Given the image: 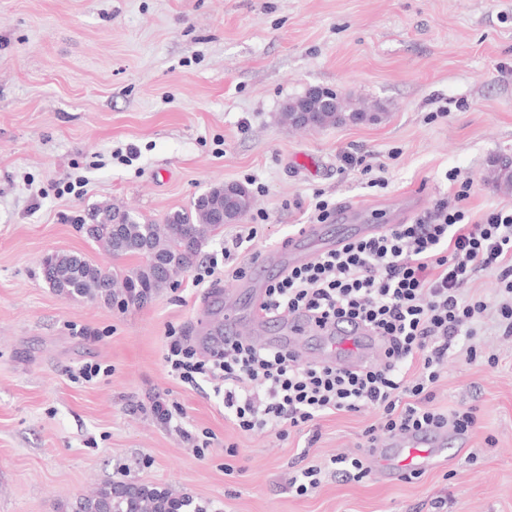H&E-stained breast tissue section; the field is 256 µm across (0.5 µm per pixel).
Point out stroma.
<instances>
[{"mask_svg":"<svg viewBox=\"0 0 512 512\" xmlns=\"http://www.w3.org/2000/svg\"><path fill=\"white\" fill-rule=\"evenodd\" d=\"M313 86L383 106L382 118L283 125L282 104ZM503 155L512 0H0V512H64L116 481L208 512H512V336L495 319L478 331L481 359L449 351L432 403L475 407V428L411 480L381 478L369 453L360 481L331 463L361 454L379 410L326 414L284 439L246 433L214 382H181L164 360L169 330L194 340L223 322L213 292L250 290L258 262L308 223L314 192L356 207V223L395 224L453 198L456 170L477 222L512 208L486 179ZM224 182L246 186L253 210L146 305L72 301L44 281L54 252L113 268L82 224L93 207L160 222ZM88 363L104 374L78 379ZM158 394L182 409L173 425L151 411ZM205 432L200 456L190 439ZM309 467L320 484L297 495L290 480Z\"/></svg>","mask_w":512,"mask_h":512,"instance_id":"35a3bbf8","label":"stroma"}]
</instances>
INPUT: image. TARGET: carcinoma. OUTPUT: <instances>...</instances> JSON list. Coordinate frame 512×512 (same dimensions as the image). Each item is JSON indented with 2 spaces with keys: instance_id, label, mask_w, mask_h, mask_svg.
Here are the masks:
<instances>
[{
  "instance_id": "1",
  "label": "carcinoma",
  "mask_w": 512,
  "mask_h": 512,
  "mask_svg": "<svg viewBox=\"0 0 512 512\" xmlns=\"http://www.w3.org/2000/svg\"><path fill=\"white\" fill-rule=\"evenodd\" d=\"M316 91L322 108L303 121L309 128H325L346 119L355 123L378 120V113L365 104L354 107L352 102L328 89L318 87ZM487 181L499 191L512 192V170L493 164L488 169ZM226 187V183L210 187L189 208L167 214L159 224L144 221L116 203L94 208L89 228L94 241L117 260L136 257L140 263L108 270L79 254L52 253L42 261L44 281L73 300L118 304L123 309L140 305L142 298H151L174 286L191 269L207 243L224 228V206L243 216L252 210L255 201L248 189L226 201ZM68 512H207V509L169 488L119 481L74 498Z\"/></svg>"
}]
</instances>
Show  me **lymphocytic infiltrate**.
<instances>
[{
	"label": "lymphocytic infiltrate",
	"instance_id": "f902f5d3",
	"mask_svg": "<svg viewBox=\"0 0 512 512\" xmlns=\"http://www.w3.org/2000/svg\"><path fill=\"white\" fill-rule=\"evenodd\" d=\"M459 190L440 200L428 219L391 224L377 235L293 267L265 290L263 311H303L318 321L358 319L384 341V360L359 369L301 363L288 353L234 340L199 357L186 336H169L165 361L183 382L205 376L224 389V412L244 432L300 428L327 412L373 406L381 417L365 432V445L400 431L453 427L471 431L474 410L447 416L432 408L433 387L448 352L467 343L476 360V324L494 313L512 335V210H493L469 222ZM501 284L496 306L466 289L482 272ZM420 373L409 377L412 363Z\"/></svg>",
	"mask_w": 512,
	"mask_h": 512
}]
</instances>
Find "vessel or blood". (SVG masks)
Here are the masks:
<instances>
[{
  "instance_id": "1",
  "label": "vessel or blood",
  "mask_w": 512,
  "mask_h": 512,
  "mask_svg": "<svg viewBox=\"0 0 512 512\" xmlns=\"http://www.w3.org/2000/svg\"><path fill=\"white\" fill-rule=\"evenodd\" d=\"M316 236L317 228L311 225L303 233L289 238L282 253L290 265L297 266L312 260L308 246ZM253 322L260 327L270 325L278 330L277 335L265 337L264 346L282 347L298 357L303 354L298 339L304 335L321 338L325 347L323 362L342 368L372 365L380 354V339L356 321H341L321 328L304 314L270 316L257 308L253 311ZM452 437V432L446 429L397 433L376 449L378 470L398 479L408 471L427 469Z\"/></svg>"
}]
</instances>
